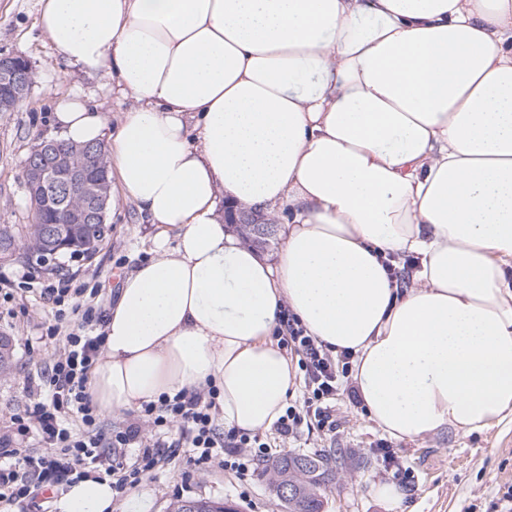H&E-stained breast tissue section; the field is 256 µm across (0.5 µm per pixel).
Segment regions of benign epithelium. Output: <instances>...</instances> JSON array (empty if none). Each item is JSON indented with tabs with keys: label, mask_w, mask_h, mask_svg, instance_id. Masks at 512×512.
Wrapping results in <instances>:
<instances>
[{
	"label": "benign epithelium",
	"mask_w": 512,
	"mask_h": 512,
	"mask_svg": "<svg viewBox=\"0 0 512 512\" xmlns=\"http://www.w3.org/2000/svg\"><path fill=\"white\" fill-rule=\"evenodd\" d=\"M26 66L25 59L18 55H0V112L10 111L27 94L30 84ZM85 155V162L74 166L63 143L45 139L33 148L24 163L27 196L35 215L55 217L47 237L57 251L61 250L59 241L67 227L107 224L112 195L102 186L109 183L108 170L100 165L98 148H86ZM74 192L85 199L78 210L65 206L66 196ZM232 223L255 225L258 238L268 237L272 232L271 223L258 212L241 213Z\"/></svg>",
	"instance_id": "1"
}]
</instances>
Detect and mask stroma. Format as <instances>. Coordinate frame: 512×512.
Instances as JSON below:
<instances>
[{
    "mask_svg": "<svg viewBox=\"0 0 512 512\" xmlns=\"http://www.w3.org/2000/svg\"><path fill=\"white\" fill-rule=\"evenodd\" d=\"M40 0H0V54L27 59L33 75L27 95L8 112H0V225L24 233L34 223L24 184L23 163L44 138L56 137L54 111L60 98L81 94L100 106L110 127L133 100L112 94L105 76H87L69 68L37 24ZM110 232L89 257H57L58 266L83 271L84 288L96 289L101 312L117 300L122 278L149 256L148 228L135 203L119 202L107 216ZM55 310L38 290L0 288V334L15 339V357L7 375L0 376V440L12 437L14 418L32 392L34 380L47 361V329ZM336 430L303 429L298 439H273L290 453L334 451L343 467L321 488L324 512H496L503 494L512 489V416L471 433H440L412 441L393 442L392 450L409 467L408 483H395L386 473L378 450L384 434L351 387L335 400ZM396 485L401 499L389 505L379 495L383 485ZM135 491L147 493L151 512H167L177 499H212L236 505L239 512H287L271 479L252 470L243 474L214 462L198 468L180 449L155 470L140 477Z\"/></svg>",
    "mask_w": 512,
    "mask_h": 512,
    "instance_id": "1",
    "label": "stroma"
}]
</instances>
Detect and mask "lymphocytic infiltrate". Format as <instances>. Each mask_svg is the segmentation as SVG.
I'll use <instances>...</instances> for the list:
<instances>
[{"label":"lymphocytic infiltrate","mask_w":512,"mask_h":512,"mask_svg":"<svg viewBox=\"0 0 512 512\" xmlns=\"http://www.w3.org/2000/svg\"><path fill=\"white\" fill-rule=\"evenodd\" d=\"M25 279L39 283L41 298L56 305V323L49 327L48 337L62 341L63 349L50 355L35 393L15 419L17 436L35 434L45 454L33 457L15 448H0V459L7 461L0 466V486L9 490L6 505L32 501L43 489H60L92 473L111 478L113 489L124 492L157 467L165 448H189L196 464L220 459L225 468L235 471L248 470L270 455V444L259 435L219 431L215 423L219 390L213 384L190 393L160 396L144 404L137 418L103 432L86 392L87 375L105 340L97 330L101 315L94 307H85L81 332L64 328L65 314L59 305L69 275L39 280L29 272ZM281 323L280 344L300 355L307 395L302 406L286 408L275 433L284 439L295 438L309 422L334 429L332 402L349 376L352 355L346 351L332 354L293 314H284ZM131 448L137 451L132 458L127 455ZM26 472L35 475V482L23 480Z\"/></svg>","instance_id":"obj_1"}]
</instances>
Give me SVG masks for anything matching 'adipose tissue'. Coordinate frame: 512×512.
I'll return each mask as SVG.
<instances>
[{
	"label": "adipose tissue",
	"mask_w": 512,
	"mask_h": 512,
	"mask_svg": "<svg viewBox=\"0 0 512 512\" xmlns=\"http://www.w3.org/2000/svg\"><path fill=\"white\" fill-rule=\"evenodd\" d=\"M38 25L136 103L113 135L81 96L54 114L61 141L107 143L151 226L88 376L102 415L211 383L225 426L272 428L286 309L352 352L395 440L512 415V0H42ZM228 205L279 220L275 260ZM115 496L87 477L55 507Z\"/></svg>",
	"instance_id": "adipose-tissue-1"
}]
</instances>
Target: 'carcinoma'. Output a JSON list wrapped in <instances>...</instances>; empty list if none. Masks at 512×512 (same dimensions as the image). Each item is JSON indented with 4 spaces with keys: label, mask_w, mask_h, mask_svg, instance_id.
I'll return each instance as SVG.
<instances>
[{
    "label": "carcinoma",
    "mask_w": 512,
    "mask_h": 512,
    "mask_svg": "<svg viewBox=\"0 0 512 512\" xmlns=\"http://www.w3.org/2000/svg\"><path fill=\"white\" fill-rule=\"evenodd\" d=\"M44 225L35 222L29 225L26 240L22 245V255L28 259L44 260ZM13 358V338L0 336V374L10 370ZM334 474L331 456L322 453H300L286 455L273 466L276 492L282 493L284 486L293 489L286 501L288 512H322L323 500L320 488L330 481Z\"/></svg>",
    "instance_id": "cac0c4a2"
}]
</instances>
